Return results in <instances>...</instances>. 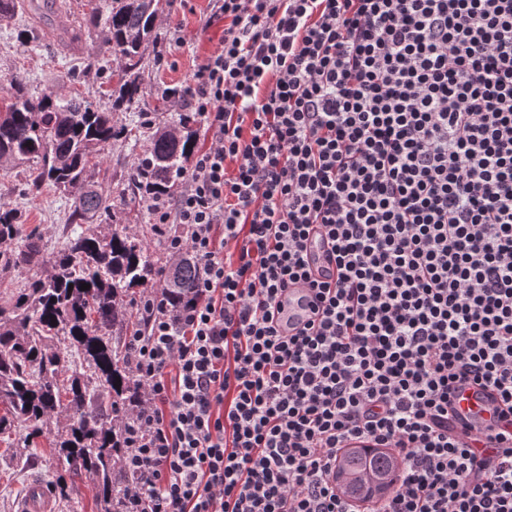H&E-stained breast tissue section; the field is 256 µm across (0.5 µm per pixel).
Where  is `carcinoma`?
I'll return each mask as SVG.
<instances>
[{
	"mask_svg": "<svg viewBox=\"0 0 512 512\" xmlns=\"http://www.w3.org/2000/svg\"><path fill=\"white\" fill-rule=\"evenodd\" d=\"M159 0H89L86 34L102 36L105 51L121 59L112 71L113 107L131 104L140 91L145 45L153 37ZM9 102L0 109V159L35 164L28 191L51 185L74 200V224L66 247L47 254L33 233L22 235L21 214L0 206V243L23 239L0 251V270L29 267L34 273L0 305V434L23 425V444L55 426L53 447L66 470L91 479L98 512H123L129 477L120 469L126 451L123 426L141 401L124 330L132 314L128 298L155 269L157 251L127 226L89 223L112 218V200L91 181L94 159L112 141L150 134L148 151L136 157L126 191L148 197L172 194L177 173L197 145L194 121L182 117L184 134L155 127L139 112L131 126L79 93L34 97L25 77L8 79ZM196 262L183 257L164 287L173 304L194 298ZM88 284L90 288L81 289ZM108 405L99 403L101 397ZM351 493L372 494V478L393 487L396 471L377 450L355 448L345 459Z\"/></svg>",
	"mask_w": 512,
	"mask_h": 512,
	"instance_id": "1",
	"label": "carcinoma"
}]
</instances>
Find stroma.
<instances>
[{
	"label": "stroma",
	"mask_w": 512,
	"mask_h": 512,
	"mask_svg": "<svg viewBox=\"0 0 512 512\" xmlns=\"http://www.w3.org/2000/svg\"><path fill=\"white\" fill-rule=\"evenodd\" d=\"M86 2L66 0L65 16L59 24L46 21L31 6L17 11L13 17L0 19V82L20 72L31 95L78 92L111 108L112 101L107 97L111 85L106 75L90 68L89 61L100 57L102 65L112 69L118 67V58L100 56L99 44L90 38H71L73 32L84 27ZM212 9L213 0H160L155 39L145 52L141 69V99L132 109L113 110L115 123L127 124L136 111L155 113L161 123H176L180 111L165 102L162 94L166 88L190 82L197 67L219 47L221 27L205 25ZM24 32L32 34V42H21ZM73 68L80 73L76 83L68 75ZM148 146L145 138L134 148L125 140L114 141L98 157L93 180L98 190L111 198L115 223L128 225L130 232L144 234L152 244L156 234L142 230L151 221L146 205L131 203L122 195L136 152L145 151ZM29 175L28 165L0 163V204L21 211L24 233H35L46 249L59 250L71 233L66 217L72 201L49 188L36 196L26 194ZM25 435V429L19 427L12 432L11 443L0 441V512H16L18 502L36 479L45 483L64 481L67 493L54 498L55 512H97L92 481L56 467L48 442H41L36 454L28 455L22 444Z\"/></svg>",
	"instance_id": "stroma-1"
}]
</instances>
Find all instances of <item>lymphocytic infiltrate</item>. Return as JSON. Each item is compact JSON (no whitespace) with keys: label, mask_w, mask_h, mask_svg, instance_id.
I'll return each instance as SVG.
<instances>
[{"label":"lymphocytic infiltrate","mask_w":512,"mask_h":512,"mask_svg":"<svg viewBox=\"0 0 512 512\" xmlns=\"http://www.w3.org/2000/svg\"><path fill=\"white\" fill-rule=\"evenodd\" d=\"M206 24L165 97L208 144L149 205L199 277L181 307L144 293L127 338L124 512H357L354 441L397 454L371 512H512V431L480 463L448 433L464 380L512 415V0H216ZM298 282L316 317L286 336ZM307 253L310 266L317 276L324 274L334 278L337 272L332 245L330 242L318 235H310L307 241ZM280 301L277 316L284 334H295L306 322L313 319V307L317 301L315 292L307 284L299 282L290 285Z\"/></svg>","instance_id":"lymphocytic-infiltrate-1"}]
</instances>
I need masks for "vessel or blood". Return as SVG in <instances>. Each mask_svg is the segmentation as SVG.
<instances>
[{"instance_id":"vessel-or-blood-1","label":"vessel or blood","mask_w":512,"mask_h":512,"mask_svg":"<svg viewBox=\"0 0 512 512\" xmlns=\"http://www.w3.org/2000/svg\"><path fill=\"white\" fill-rule=\"evenodd\" d=\"M307 253L315 274L335 276L337 266L332 246L326 238L310 235ZM280 301L278 320L285 334H295L312 319L316 299L307 284L290 285ZM501 412V399L495 390L466 383L457 388L448 411V428L474 448H492L496 445L495 434L504 427ZM17 512H54L53 499L45 485L33 482L27 496L20 501Z\"/></svg>"}]
</instances>
